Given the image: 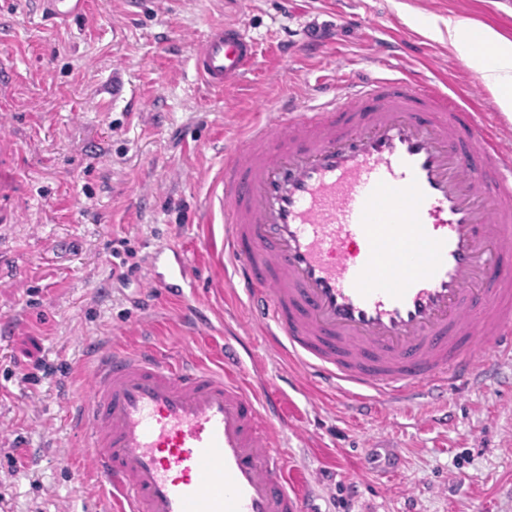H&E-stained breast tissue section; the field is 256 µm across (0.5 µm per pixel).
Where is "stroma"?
<instances>
[{
	"mask_svg": "<svg viewBox=\"0 0 512 512\" xmlns=\"http://www.w3.org/2000/svg\"><path fill=\"white\" fill-rule=\"evenodd\" d=\"M451 16L512 37V0H89L66 27L34 0H0V512H109L70 422L92 346L146 336L172 357L223 364L219 335L188 334L175 302H155L147 254L160 242L183 250L199 303L238 336L240 379L287 389L277 439L303 512H512V358L489 357L438 395L356 407L270 346L206 246L223 218L200 210L225 147L270 107L315 103L340 73L409 64L388 40L425 46L427 76L491 113L512 147V120L480 77L417 27ZM328 22L335 41L303 53ZM218 24L244 27L259 64L214 91L194 58ZM120 240L137 265L123 281Z\"/></svg>",
	"mask_w": 512,
	"mask_h": 512,
	"instance_id": "35a3bbf8",
	"label": "stroma"
}]
</instances>
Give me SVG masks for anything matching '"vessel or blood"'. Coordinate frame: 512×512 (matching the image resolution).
<instances>
[{"label": "vessel or blood", "mask_w": 512, "mask_h": 512, "mask_svg": "<svg viewBox=\"0 0 512 512\" xmlns=\"http://www.w3.org/2000/svg\"><path fill=\"white\" fill-rule=\"evenodd\" d=\"M53 17L86 0H42ZM245 29L211 28L195 70L215 90L257 64ZM224 259L255 324L288 359L366 408L447 390L512 355V148L416 72L349 79L322 103L284 100L212 181ZM150 286L194 332L188 259L149 256ZM150 347L102 349L73 414L113 512H301L277 454L282 396Z\"/></svg>", "instance_id": "1"}]
</instances>
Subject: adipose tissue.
Here are the masks:
<instances>
[{"mask_svg":"<svg viewBox=\"0 0 512 512\" xmlns=\"http://www.w3.org/2000/svg\"><path fill=\"white\" fill-rule=\"evenodd\" d=\"M448 44L492 92L496 106L512 113V39L493 27L448 20Z\"/></svg>","mask_w":512,"mask_h":512,"instance_id":"adipose-tissue-1","label":"adipose tissue"}]
</instances>
